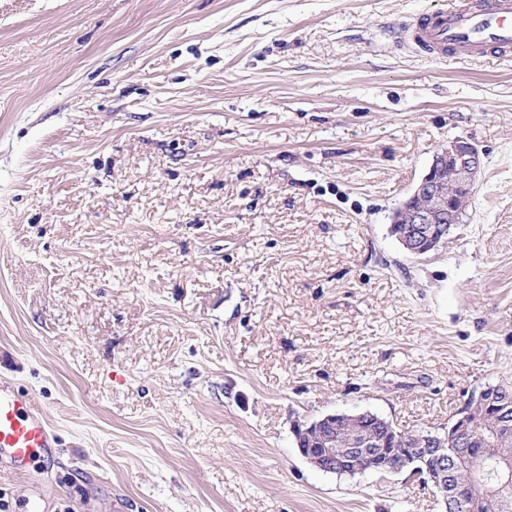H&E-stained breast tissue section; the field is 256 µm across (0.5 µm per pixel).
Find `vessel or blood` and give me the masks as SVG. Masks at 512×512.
<instances>
[{
	"label": "vessel or blood",
	"mask_w": 512,
	"mask_h": 512,
	"mask_svg": "<svg viewBox=\"0 0 512 512\" xmlns=\"http://www.w3.org/2000/svg\"><path fill=\"white\" fill-rule=\"evenodd\" d=\"M398 46L432 60L512 53V0H438L395 28ZM56 446L45 414L15 380L0 376V468L34 473Z\"/></svg>",
	"instance_id": "obj_1"
}]
</instances>
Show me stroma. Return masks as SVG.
<instances>
[{"label":"stroma","mask_w":512,"mask_h":512,"mask_svg":"<svg viewBox=\"0 0 512 512\" xmlns=\"http://www.w3.org/2000/svg\"><path fill=\"white\" fill-rule=\"evenodd\" d=\"M433 3L0 0V376L59 439L0 512H445L293 434L512 387V59L395 48ZM459 136L475 193L410 256L392 213Z\"/></svg>","instance_id":"1"}]
</instances>
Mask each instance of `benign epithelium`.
Returning <instances> with one entry per match:
<instances>
[{"label":"benign epithelium","instance_id":"7a95c632","mask_svg":"<svg viewBox=\"0 0 512 512\" xmlns=\"http://www.w3.org/2000/svg\"><path fill=\"white\" fill-rule=\"evenodd\" d=\"M482 168L481 151L467 137H457L442 146L433 155L427 172L414 185L408 198L392 215L391 232L402 243L406 252L423 255L437 248L452 228L460 223ZM512 422L503 415L491 435V443L502 447L508 443ZM311 427L299 424L294 436L300 454L312 465L330 471L363 472L373 469V460L386 454L383 448L350 443L336 447V439H312L302 447V438ZM394 441L405 451L389 457L386 472L411 469L414 475H425L439 492L445 512H455L457 504L468 502L471 512H481L483 499L471 484L457 481L460 461L470 459L467 448L476 441L475 428L468 413L459 414L448 431V445L454 450L443 454L435 450L437 436L428 432L406 435L395 434Z\"/></svg>","mask_w":512,"mask_h":512}]
</instances>
